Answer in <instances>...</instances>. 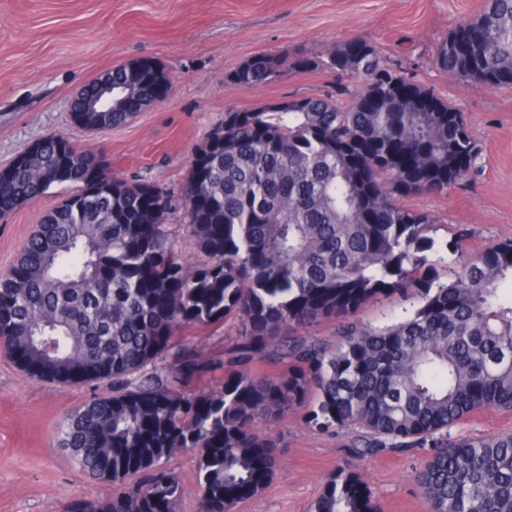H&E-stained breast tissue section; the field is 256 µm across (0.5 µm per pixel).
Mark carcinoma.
Masks as SVG:
<instances>
[{"label":"carcinoma","mask_w":512,"mask_h":512,"mask_svg":"<svg viewBox=\"0 0 512 512\" xmlns=\"http://www.w3.org/2000/svg\"><path fill=\"white\" fill-rule=\"evenodd\" d=\"M452 78L512 88V0H490L436 45ZM324 70L355 84L351 105L305 98L300 112L228 109L197 146L183 193L198 259L179 260L165 216L173 198L115 178L103 154L61 136L0 173V217L53 185L75 189L46 213L0 276V342L30 376L103 383L107 392L59 426L60 445L112 495L72 512H178L185 487L166 469L197 458L199 512H234L280 464L258 425L293 411L338 434L362 432L368 453L426 446L416 481L431 512H512V434L454 438L481 409H512V239L464 259L442 279L434 218L406 208L416 193L446 194L477 167L480 150L459 110L380 59L361 38L293 62L258 53L233 74L240 86L284 68ZM154 61L134 82L112 68V111L81 112L88 130L122 125L165 100ZM416 300L398 321L354 318L373 297ZM237 323L224 380L194 395L182 380L214 368L177 331ZM322 321L336 342L310 336ZM285 361L273 375L249 366ZM311 512H378L357 474L330 477Z\"/></svg>","instance_id":"obj_1"}]
</instances>
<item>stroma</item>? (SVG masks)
Returning <instances> with one entry per match:
<instances>
[{
	"label": "stroma",
	"mask_w": 512,
	"mask_h": 512,
	"mask_svg": "<svg viewBox=\"0 0 512 512\" xmlns=\"http://www.w3.org/2000/svg\"><path fill=\"white\" fill-rule=\"evenodd\" d=\"M488 0H0V169L31 143L55 134L80 149L102 150L113 176L175 193L166 224L178 258L193 262L178 195L194 148L226 109L271 102L354 95L349 79L323 70H285L273 82L241 87L231 77L246 60L315 56L359 37L391 68L413 76L463 112L481 154L479 167L448 194H415L410 209L438 224L436 246L446 261L453 233L471 256L512 239V89L475 87L432 62L437 42L483 12ZM148 58L172 82L169 97L124 125L95 134L78 125L69 101L87 82L117 65ZM68 193L54 186L0 219V274L19 257L40 217ZM237 325L192 328L175 336L203 358L219 360ZM97 383L57 385L32 378L0 355V512H70L111 488L85 472L58 443V427L76 407L101 395ZM282 460L257 495L235 512H309L325 480L357 472L379 512H430L414 475L431 447L357 455L355 431L325 434L293 413L265 427ZM452 435L512 434V411L486 409L457 423Z\"/></svg>",
	"instance_id": "obj_1"
}]
</instances>
